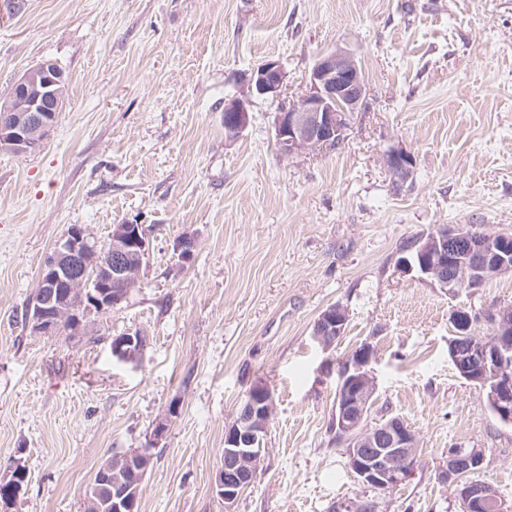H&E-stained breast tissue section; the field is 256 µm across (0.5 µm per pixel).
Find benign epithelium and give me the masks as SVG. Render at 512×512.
<instances>
[{
	"label": "benign epithelium",
	"mask_w": 512,
	"mask_h": 512,
	"mask_svg": "<svg viewBox=\"0 0 512 512\" xmlns=\"http://www.w3.org/2000/svg\"><path fill=\"white\" fill-rule=\"evenodd\" d=\"M285 80L284 67L276 60L257 67L249 79L251 96L277 102L273 128L281 153L292 157L327 151L343 142L353 114L367 98L365 78L355 55L341 48L321 54L309 71L305 93L297 98L285 96ZM66 85L65 73L52 60L40 61L18 77L0 96V151L31 154L41 148L64 110ZM249 122L245 101L224 103L227 138L238 137ZM383 161L395 184L412 181L415 159L411 154L390 148L384 152ZM497 236L473 226L442 225L422 241L415 257L401 258L400 265L450 295L464 286L473 290L491 276L512 271V262L502 243L496 242ZM463 239L468 251L464 260L457 254ZM149 249V236L142 224L112 225L110 241L104 246L85 226H70L41 266L40 281L51 291L32 298L27 308L28 327L38 334L51 332L52 323L72 315L71 298L75 295L83 298L87 315L119 306L138 284ZM347 321L342 306L325 308L314 322V340L325 349L331 347L344 335ZM452 323L455 335L463 337L449 350L456 370L466 380L482 384L497 416L511 423L512 342L499 336H474L462 309L453 312ZM373 353V347L364 343L345 367L337 388L334 420L335 427L349 436L347 462L359 482L388 490L410 477L420 448L416 434L399 418L373 428L363 426L366 407L376 389L375 378L367 369ZM112 356L126 363L138 362L139 339L129 333L112 339ZM273 409L270 387L257 383L248 391L235 420L224 429V464L218 468L213 485L224 501V512H234L240 492L257 477L265 448L256 444L266 439ZM480 465L477 449L450 448L448 467L440 476L456 485L465 512H507L493 488L458 484L461 472ZM147 469V465H140L131 484L116 481L114 512H135Z\"/></svg>",
	"instance_id": "benign-epithelium-1"
}]
</instances>
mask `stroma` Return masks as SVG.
Masks as SVG:
<instances>
[{
	"instance_id": "35a3bbf8",
	"label": "stroma",
	"mask_w": 512,
	"mask_h": 512,
	"mask_svg": "<svg viewBox=\"0 0 512 512\" xmlns=\"http://www.w3.org/2000/svg\"><path fill=\"white\" fill-rule=\"evenodd\" d=\"M343 47L368 88L339 149L286 157L274 102L224 135V102L270 60L301 94L316 57ZM56 62L67 101L39 151H0V478L28 483L7 512H84L109 456L154 449L140 512H224L212 491L224 429L264 381L274 411L257 478L236 512H460L440 481L449 449H481L477 480L512 506V424L448 355L455 309L512 304V272L448 295L403 271L400 247L439 225L512 233V0H0V93ZM414 156L394 194L382 156ZM106 243L145 225L141 280L77 329L31 333L23 312L69 226ZM194 237L191 262L174 245ZM348 314L330 348L322 310ZM144 336L138 364L113 337ZM371 344L367 422L418 436L413 475L381 494L336 442L344 365ZM348 315L340 305H331L325 308L317 317L313 325V338L322 347H331L344 335Z\"/></svg>"
}]
</instances>
